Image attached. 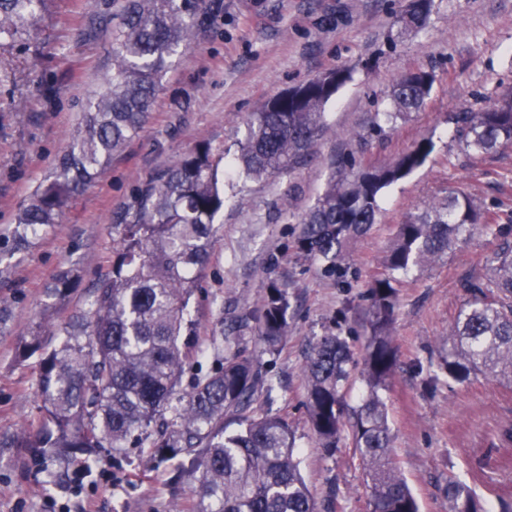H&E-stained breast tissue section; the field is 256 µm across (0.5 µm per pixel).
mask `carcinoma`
Instances as JSON below:
<instances>
[{
	"label": "carcinoma",
	"mask_w": 512,
	"mask_h": 512,
	"mask_svg": "<svg viewBox=\"0 0 512 512\" xmlns=\"http://www.w3.org/2000/svg\"><path fill=\"white\" fill-rule=\"evenodd\" d=\"M45 2L0 0L1 48L32 30L35 8ZM202 2L113 0L112 76L89 101L77 137L52 174L16 213V242L59 223L79 190L143 131L171 57L195 36ZM432 7L433 0H415L399 20L402 29L425 26ZM349 79L348 71L331 70L272 98L251 113L231 159L203 143L141 190L131 217L112 225V267L88 292L85 307L60 326L41 320L18 345L20 361L41 355V424L35 433L16 437L17 446L60 462L80 453L88 463L100 448L122 460L128 449L147 446L162 462L178 461L177 476L198 482L194 512H318L288 417L251 412L267 378L240 347V332L252 320L265 352L280 351L291 328L287 288L270 279L261 306L227 324L224 351H215L218 366L183 390L194 335L186 309L211 259L215 217L224 210L220 167L247 182L305 164L325 131V105ZM433 82L423 69L399 78L390 91L392 109L376 113L372 129L380 132L420 110ZM449 121L469 150L488 154L512 145V92L489 107L454 112ZM433 148L423 138L378 167L340 161L339 178L299 219L297 250L318 262L324 276L345 281L348 244L376 224L383 191L421 167ZM478 226L490 230L495 218L457 190L409 217L399 225L384 272L368 285L362 362L345 337L328 330L304 364L312 430L328 456L349 434L365 472L369 512H419L393 453L383 396L398 360L390 331L399 276L458 249ZM499 236L482 276L464 285L471 298L459 310L440 360V369L457 384L479 375L512 383V238ZM78 281L73 268L57 271L45 288L48 307L65 300ZM355 373L365 390L352 405L346 384ZM233 424L238 429L228 431ZM447 496L448 512H488L476 491L454 476L448 477Z\"/></svg>",
	"instance_id": "obj_1"
}]
</instances>
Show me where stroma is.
<instances>
[{"label":"stroma","instance_id":"1","mask_svg":"<svg viewBox=\"0 0 512 512\" xmlns=\"http://www.w3.org/2000/svg\"><path fill=\"white\" fill-rule=\"evenodd\" d=\"M409 0H203L196 36L178 50L163 76L153 117L126 153L79 192L59 224L13 239L18 207L66 153L82 112L112 72V0H48L29 37L0 48V298L12 319L0 330V512H193L194 484L173 482L175 463L132 449L121 464L102 450L93 468L81 459L58 465L13 444L36 422L39 359L15 350L39 322L44 289L55 272L76 268L81 283L55 311L66 320L112 265V226L134 208L141 188L206 142L231 149L266 101L337 68L349 71L325 107L328 131L306 165L241 187L224 182V210L211 263L188 310L205 355L193 372L215 364L222 319L260 307L269 278L287 280L293 321L276 355L263 353L254 330L240 342L257 356L271 388L255 413L292 422L302 473L331 512H366L363 469L349 438L334 455L319 448L307 421L302 367L310 343L328 328L362 350L367 284L399 224L455 189L477 198L512 233V146L490 154L464 148L449 122L454 112L492 105L512 89V0H434L427 25L401 31ZM423 68L434 75L421 110L378 136L368 130L389 110L396 78ZM423 138L434 148L425 163L383 193L378 222L351 241L352 275L341 283L294 247L296 225L335 176V160L388 163ZM499 243L476 231L431 267L402 277L392 336L398 348L385 393L394 453L421 512H448L446 485L457 476L484 496L492 512L512 504V467L492 439L512 422V385L477 378L457 385L435 374L448 334L469 295L465 279L480 275Z\"/></svg>","mask_w":512,"mask_h":512}]
</instances>
